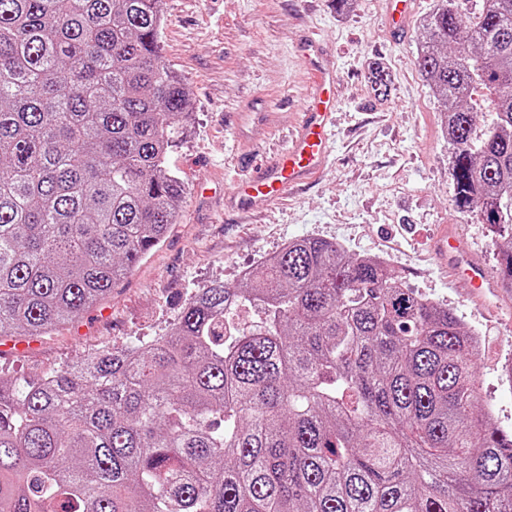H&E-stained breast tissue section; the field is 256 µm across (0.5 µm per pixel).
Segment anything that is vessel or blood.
I'll list each match as a JSON object with an SVG mask.
<instances>
[{"instance_id": "b4317fda", "label": "vessel or blood", "mask_w": 512, "mask_h": 512, "mask_svg": "<svg viewBox=\"0 0 512 512\" xmlns=\"http://www.w3.org/2000/svg\"><path fill=\"white\" fill-rule=\"evenodd\" d=\"M384 4L390 33L401 34L413 0H384ZM301 60L310 75L301 119L277 159L259 165L254 176L234 185L230 200L237 208H250L259 198L272 203L286 197L295 188L312 182L329 161L336 112V64L314 37L303 42ZM434 249L445 266L469 288L483 295L495 292L496 282L450 228L442 229Z\"/></svg>"}]
</instances>
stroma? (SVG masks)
<instances>
[{"label":"stroma","instance_id":"stroma-1","mask_svg":"<svg viewBox=\"0 0 512 512\" xmlns=\"http://www.w3.org/2000/svg\"><path fill=\"white\" fill-rule=\"evenodd\" d=\"M383 0H164L162 56L191 91L192 116L168 154L186 194L177 224L111 295L48 336L0 335V365L30 375L96 345L160 336L191 289L213 280L234 286L239 271L302 237L323 238L359 255L385 256L404 287L455 310L482 347L480 403L512 431V290L484 300L443 271L430 251L441 225L455 226L490 269L498 250L488 225L461 212L445 109L417 58L423 25L439 0H416L404 37L391 39ZM336 58V135L317 181L284 201L228 207L234 181L285 145L309 81L298 48L307 37ZM381 63L390 92L379 97L368 68ZM279 102L254 129L250 108Z\"/></svg>","mask_w":512,"mask_h":512}]
</instances>
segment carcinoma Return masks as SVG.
Segmentation results:
<instances>
[{
    "instance_id": "carcinoma-1",
    "label": "carcinoma",
    "mask_w": 512,
    "mask_h": 512,
    "mask_svg": "<svg viewBox=\"0 0 512 512\" xmlns=\"http://www.w3.org/2000/svg\"><path fill=\"white\" fill-rule=\"evenodd\" d=\"M163 21V0H0V334L75 320L177 223L191 97ZM418 66L512 288V0H442ZM480 345L387 264L291 240L148 343L0 370V512H512Z\"/></svg>"
}]
</instances>
